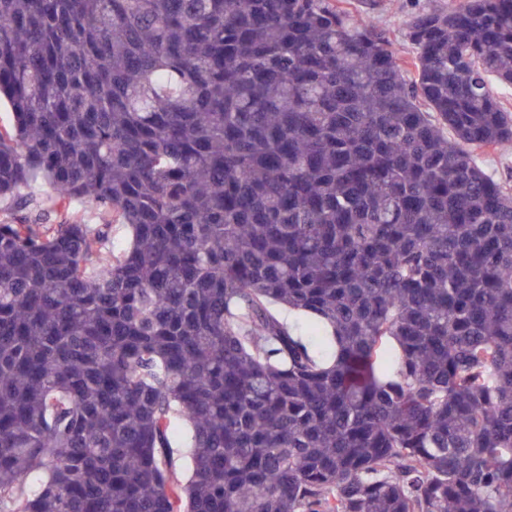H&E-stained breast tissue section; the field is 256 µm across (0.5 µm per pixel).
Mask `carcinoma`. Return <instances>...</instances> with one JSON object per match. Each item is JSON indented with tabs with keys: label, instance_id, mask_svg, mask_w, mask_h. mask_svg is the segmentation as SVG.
I'll return each instance as SVG.
<instances>
[{
	"label": "carcinoma",
	"instance_id": "carcinoma-1",
	"mask_svg": "<svg viewBox=\"0 0 512 512\" xmlns=\"http://www.w3.org/2000/svg\"><path fill=\"white\" fill-rule=\"evenodd\" d=\"M408 38L0 0V512H512V0ZM476 159L489 172L503 181H509L512 187V148L497 152H477Z\"/></svg>",
	"mask_w": 512,
	"mask_h": 512
}]
</instances>
